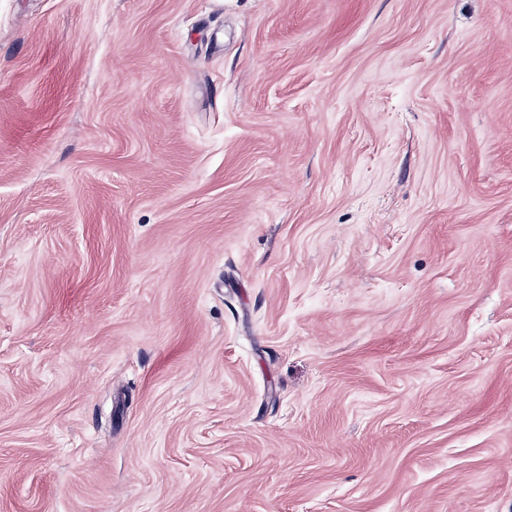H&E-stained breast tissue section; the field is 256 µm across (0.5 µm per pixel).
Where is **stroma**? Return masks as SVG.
<instances>
[{
	"label": "stroma",
	"mask_w": 512,
	"mask_h": 512,
	"mask_svg": "<svg viewBox=\"0 0 512 512\" xmlns=\"http://www.w3.org/2000/svg\"><path fill=\"white\" fill-rule=\"evenodd\" d=\"M0 512H512V0H0Z\"/></svg>",
	"instance_id": "35a3bbf8"
}]
</instances>
